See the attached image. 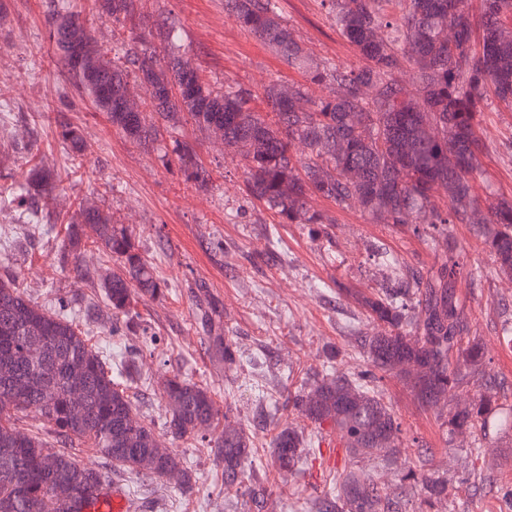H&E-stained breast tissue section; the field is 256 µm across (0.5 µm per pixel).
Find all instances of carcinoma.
<instances>
[{"mask_svg":"<svg viewBox=\"0 0 512 512\" xmlns=\"http://www.w3.org/2000/svg\"><path fill=\"white\" fill-rule=\"evenodd\" d=\"M113 24L131 14L135 0H98ZM339 37L357 60L338 66L308 54L295 38L280 0H224L246 39L261 42L304 83L271 80L262 88L268 112L252 107L254 94L224 80V88L205 85L176 44L175 27L165 22L130 39L122 54L110 57L88 34L78 54L70 51L72 27L85 25L70 0H50L49 38L59 63L78 95L107 114L112 126L144 145L156 141V119L177 124L187 115L208 132L224 131V153L239 159L248 194L272 210L282 224H334L328 212L312 205L319 197L340 208L356 205L381 224H426L432 239L448 252L436 274L413 278L416 302L398 303L400 293L387 288L364 305L381 330L363 341L368 368L350 376L326 373L294 393L282 409L305 417L314 429L338 432L351 456L402 444L398 417L374 391L378 373H395L412 383L417 400L435 406L457 390L462 368L481 364V343L469 336L465 305L453 286L475 272L454 260L456 242L448 225L470 224L494 253L500 272L512 277V200L481 208L473 182L487 144L478 132L481 113L495 104H512V0H318ZM137 73L149 97V111L129 112L130 72ZM410 73L406 83L400 75ZM328 93L315 97L310 87ZM59 141L78 152L80 127L58 124ZM173 153L186 180L205 184L209 173L187 142L174 141ZM21 203L18 221L37 228L43 221L39 198L14 185L0 186V204ZM94 232L92 244L112 261L100 278L115 315L129 316L142 297L162 294L154 268L139 253L132 231L112 223L100 208L81 204L67 227L68 247L59 261L74 263L82 275L83 228ZM88 308L74 309L60 299L46 308L27 297L13 277L0 278V506L7 512H85L93 497L112 486L122 470L137 479L162 480L176 469V456L159 451L153 427L134 413L129 391L140 379L126 358L112 367L110 352L89 343L79 329ZM208 350L226 365L235 363L232 341L209 337ZM77 372L82 400L72 403L65 372ZM166 402L163 429L169 437L206 440L203 431L224 417L213 440V455L223 464L224 490H239L251 464L252 437L239 426L229 404L177 374L162 381ZM491 406L478 397L455 410V432L474 434ZM30 409L39 412L43 432L24 431L18 422ZM58 448L48 449V440ZM106 459L80 463L74 442ZM275 466L283 473L305 463L304 449L315 442L286 427L271 441ZM427 499L445 488L409 470ZM344 512H390L393 501L378 483L357 469H347L333 488ZM269 490H249L255 512H264Z\"/></svg>","mask_w":512,"mask_h":512,"instance_id":"cac0c4a2","label":"carcinoma"}]
</instances>
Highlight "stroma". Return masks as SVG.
<instances>
[{"label":"stroma","mask_w":512,"mask_h":512,"mask_svg":"<svg viewBox=\"0 0 512 512\" xmlns=\"http://www.w3.org/2000/svg\"><path fill=\"white\" fill-rule=\"evenodd\" d=\"M105 49L120 46L156 22H175L181 44L189 49L201 80L221 87L233 80L250 89L255 108L265 111L263 83L276 78L302 80L267 50L246 44L224 0H136L133 13L120 26L99 18L94 0H72ZM48 0H0L6 18L0 22V130L25 136L27 150L0 140V185L25 184L28 156L55 175L56 202L65 214L90 202L108 212L115 224L132 230L139 250L165 285L157 299L137 305L139 321L156 343L144 337H123V346L140 354L142 384L135 403L146 420L162 425L164 376L177 373L208 388L217 402L231 403L236 419L254 437L253 468L267 479L272 494L266 512H317L329 485L344 469L372 475L399 503V512H512L500 488L512 480V343L503 335L512 326V281L497 271L492 251L466 224L450 232L462 249V260L478 268L474 283L459 282L466 302L470 333L484 347L483 373L466 376L454 403L421 406L405 382L385 375L379 391L399 417L410 445L391 456L377 452L353 457L322 435L319 455L301 473L282 477L274 461L271 439L282 428L305 426L303 418L279 412L288 393L313 382L326 368H364L362 337L373 323L360 296L392 286L390 268L375 255L389 254L420 274L435 271L445 255L430 234L414 225L375 224L357 208L336 210V221L324 232L306 224H282L262 203L247 196L244 169L225 156L224 148L193 121L174 127L158 121L155 146L144 147L112 127L105 113L82 101L49 43ZM284 17L297 38L314 55L339 65L355 54L341 40L317 0H284ZM38 108H31V101ZM79 125L85 146L75 154L63 147L56 131L60 121ZM480 132L488 150L474 183L482 207L498 195L512 197V108L484 113ZM193 145L210 174L206 185L185 180L175 161L160 150L174 140ZM27 237L24 249H0V274L12 273L24 294L48 307L58 299L83 297L101 303L96 277L107 268L95 248L83 253L91 280L56 267L54 256L66 235L64 224L52 233L17 221L0 223V232ZM204 288L216 302L209 325H202V307L194 294ZM231 336L244 357L227 368L204 351L208 337ZM490 395L492 410L480 431V445L470 434L451 432L449 419L458 405ZM182 465L197 475L192 493L175 482L149 485L119 475L130 512H248L239 494L228 495L222 466L197 440L172 444ZM438 478L444 497L427 504L419 486L399 480L406 467Z\"/></svg>","instance_id":"obj_1"}]
</instances>
